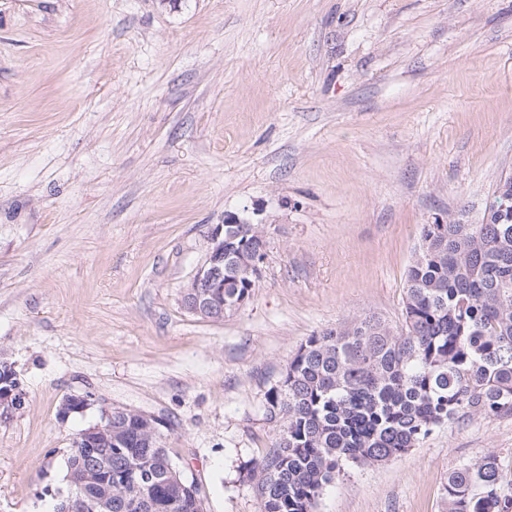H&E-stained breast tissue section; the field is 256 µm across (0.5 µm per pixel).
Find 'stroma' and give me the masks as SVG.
Here are the masks:
<instances>
[{"label":"stroma","mask_w":512,"mask_h":512,"mask_svg":"<svg viewBox=\"0 0 512 512\" xmlns=\"http://www.w3.org/2000/svg\"><path fill=\"white\" fill-rule=\"evenodd\" d=\"M512 176V0H0V512H44L98 411L159 418L207 512H258L267 394L312 334L402 323L425 224H480ZM267 226L250 300L181 291L225 214ZM512 416L350 467L316 512H446ZM2 374V376H1ZM26 392L23 390L12 364L0 363V410L1 416L9 415L24 404Z\"/></svg>","instance_id":"1"}]
</instances>
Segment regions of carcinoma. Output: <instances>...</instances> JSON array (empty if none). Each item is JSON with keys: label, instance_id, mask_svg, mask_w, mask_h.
Listing matches in <instances>:
<instances>
[{"label": "carcinoma", "instance_id": "1", "mask_svg": "<svg viewBox=\"0 0 512 512\" xmlns=\"http://www.w3.org/2000/svg\"><path fill=\"white\" fill-rule=\"evenodd\" d=\"M484 224H424L406 274L395 330L365 315L310 336L267 396L272 448L249 469L260 512H316L346 466L397 458L434 429L467 417L512 416V178L495 190ZM112 512H197L168 450L129 431L105 449ZM70 478L91 462L69 453ZM106 476L71 512L105 494ZM448 512H512L496 455L448 475Z\"/></svg>", "mask_w": 512, "mask_h": 512}]
</instances>
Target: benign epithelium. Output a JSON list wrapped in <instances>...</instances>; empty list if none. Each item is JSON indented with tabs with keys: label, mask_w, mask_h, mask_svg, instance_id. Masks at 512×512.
<instances>
[{
	"label": "benign epithelium",
	"mask_w": 512,
	"mask_h": 512,
	"mask_svg": "<svg viewBox=\"0 0 512 512\" xmlns=\"http://www.w3.org/2000/svg\"><path fill=\"white\" fill-rule=\"evenodd\" d=\"M250 220L235 213L224 214V223L210 232L208 248L203 262L185 285L181 304L188 312L212 321L224 320V289L239 285L240 280L259 281L266 257L267 232L260 222L252 240L237 242L243 231H234L238 224ZM23 390L12 364L0 363V411L9 415L24 404ZM100 412V422L82 431L73 442V451L98 462L103 448L125 443V426L133 422L137 426V439L147 448L158 447L162 421L155 416L126 407L100 404L95 394H70L60 405L59 414L65 419L72 413L84 414L89 410Z\"/></svg>",
	"instance_id": "obj_1"
}]
</instances>
